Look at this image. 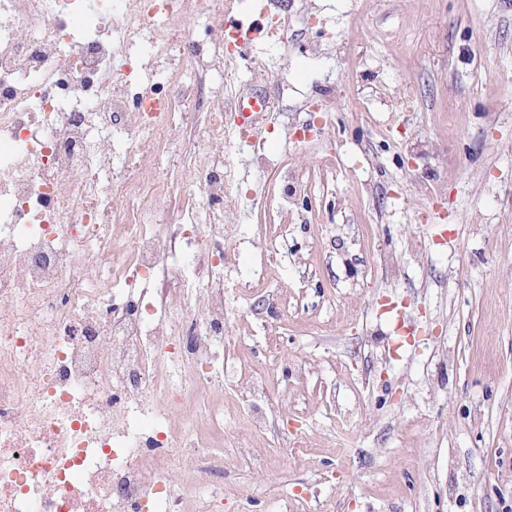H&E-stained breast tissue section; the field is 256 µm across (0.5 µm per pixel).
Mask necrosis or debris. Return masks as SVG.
<instances>
[{
	"label": "necrosis or debris",
	"instance_id": "obj_1",
	"mask_svg": "<svg viewBox=\"0 0 512 512\" xmlns=\"http://www.w3.org/2000/svg\"><path fill=\"white\" fill-rule=\"evenodd\" d=\"M222 0H0V512H223L224 410L202 391L229 365L225 214L235 169L211 155L189 178L112 180L103 146L170 151L185 70L224 60L189 25ZM181 58L146 88L145 55ZM128 198L122 208L113 195ZM178 196L161 222L145 195ZM196 459L176 484L175 449Z\"/></svg>",
	"mask_w": 512,
	"mask_h": 512
}]
</instances>
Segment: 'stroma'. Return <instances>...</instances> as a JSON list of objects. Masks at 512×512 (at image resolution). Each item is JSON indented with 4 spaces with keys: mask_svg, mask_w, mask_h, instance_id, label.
<instances>
[{
    "mask_svg": "<svg viewBox=\"0 0 512 512\" xmlns=\"http://www.w3.org/2000/svg\"><path fill=\"white\" fill-rule=\"evenodd\" d=\"M267 71L189 72L271 98L261 145L308 183L184 134L144 158L170 181L223 153L245 221L224 272L256 281L227 356L267 383L261 456L224 451V512H512V0H295ZM268 273L256 280V253Z\"/></svg>",
    "mask_w": 512,
    "mask_h": 512,
    "instance_id": "35a3bbf8",
    "label": "stroma"
}]
</instances>
